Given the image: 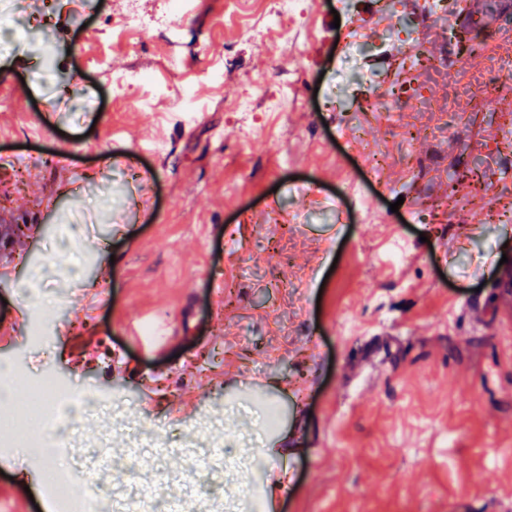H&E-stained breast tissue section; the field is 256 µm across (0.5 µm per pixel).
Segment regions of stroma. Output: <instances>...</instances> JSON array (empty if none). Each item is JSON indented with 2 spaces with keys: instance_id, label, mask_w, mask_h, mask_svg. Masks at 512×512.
<instances>
[{
  "instance_id": "stroma-1",
  "label": "stroma",
  "mask_w": 512,
  "mask_h": 512,
  "mask_svg": "<svg viewBox=\"0 0 512 512\" xmlns=\"http://www.w3.org/2000/svg\"><path fill=\"white\" fill-rule=\"evenodd\" d=\"M382 2L303 0L277 35L272 0H192L173 42L167 0H65L51 75L15 35L0 317L42 328L0 342L18 392L49 374L122 397L133 431L177 441L219 413L211 444L275 438L238 483L283 480L273 512H512V113L447 109L473 91L462 58L502 81L475 51L512 30V0ZM129 72L152 75L151 104L114 98ZM186 83L204 119L170 112ZM158 320L168 344L124 333ZM46 467L0 447V498L18 483L42 502Z\"/></svg>"
}]
</instances>
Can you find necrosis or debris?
Segmentation results:
<instances>
[{
  "label": "necrosis or debris",
  "instance_id": "necrosis-or-debris-1",
  "mask_svg": "<svg viewBox=\"0 0 512 512\" xmlns=\"http://www.w3.org/2000/svg\"><path fill=\"white\" fill-rule=\"evenodd\" d=\"M16 23L31 34L46 38L48 48H56L58 38L54 13L48 5L28 11L24 0H8ZM19 377L13 371L0 372V447L32 449L35 458L51 462L46 484L58 512H169L167 475L161 469L165 455L174 450L166 437L154 435L129 437L130 451L114 456L110 450L111 433H104L97 452L84 455L71 429L77 417L111 412L113 405L87 393L45 377L28 387L24 396L36 418L23 432H16L9 406L4 399L13 395ZM72 451L71 460L58 464L61 449ZM195 469H218L226 458L223 448L199 454L196 446L175 450ZM82 485L81 494H72L74 485Z\"/></svg>",
  "mask_w": 512,
  "mask_h": 512
}]
</instances>
